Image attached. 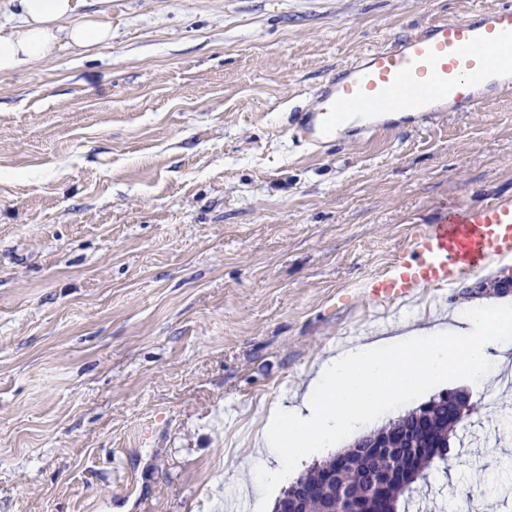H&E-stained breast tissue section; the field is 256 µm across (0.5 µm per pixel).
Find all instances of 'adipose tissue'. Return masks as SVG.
I'll use <instances>...</instances> for the list:
<instances>
[{
    "label": "adipose tissue",
    "mask_w": 512,
    "mask_h": 512,
    "mask_svg": "<svg viewBox=\"0 0 512 512\" xmlns=\"http://www.w3.org/2000/svg\"><path fill=\"white\" fill-rule=\"evenodd\" d=\"M81 0H0L16 16L0 23V75L52 58L61 49L84 50L112 39V18H78ZM496 315L501 331L489 334ZM512 305L476 303L448 320L425 328L400 327L383 336L327 356L283 406L272 423L253 438L257 449L274 448L276 467L258 471L261 483L274 484L302 457L337 447L344 439L385 416L395 405L425 394L458 371L472 382H489L512 362Z\"/></svg>",
    "instance_id": "adipose-tissue-1"
}]
</instances>
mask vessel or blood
Segmentation results:
<instances>
[{
    "label": "vessel or blood",
    "instance_id": "1",
    "mask_svg": "<svg viewBox=\"0 0 512 512\" xmlns=\"http://www.w3.org/2000/svg\"><path fill=\"white\" fill-rule=\"evenodd\" d=\"M512 91V2L478 9L463 21H439L365 53L330 74L318 90V112L299 118L304 139L322 143L346 119L368 133L387 130L395 108L428 115L436 106L472 112ZM512 262V200L494 202L424 225L364 292L374 305L413 297L417 289L450 288L481 267Z\"/></svg>",
    "mask_w": 512,
    "mask_h": 512
}]
</instances>
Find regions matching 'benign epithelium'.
Here are the masks:
<instances>
[{"instance_id":"benign-epithelium-1","label":"benign epithelium","mask_w":512,"mask_h":512,"mask_svg":"<svg viewBox=\"0 0 512 512\" xmlns=\"http://www.w3.org/2000/svg\"><path fill=\"white\" fill-rule=\"evenodd\" d=\"M442 404L448 407V418L455 424L461 423L473 411L468 393L450 390L445 393ZM428 410L415 413L414 421L405 427L398 436L389 432L374 433L361 437L350 448L336 454L334 465L323 473V482L334 489L337 508L328 512H365L368 503L364 495L355 493L341 482L342 473L352 464V457L362 461L368 470L371 494L384 496L392 486L405 485L422 474L421 449L414 447L415 441L427 435ZM401 456V463L393 466H380L384 458ZM313 493V488L304 483L294 484L279 499L276 512H301L302 502Z\"/></svg>"}]
</instances>
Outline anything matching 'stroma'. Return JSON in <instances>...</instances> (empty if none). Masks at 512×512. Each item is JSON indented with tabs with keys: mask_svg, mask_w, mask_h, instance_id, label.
Wrapping results in <instances>:
<instances>
[{
	"mask_svg": "<svg viewBox=\"0 0 512 512\" xmlns=\"http://www.w3.org/2000/svg\"><path fill=\"white\" fill-rule=\"evenodd\" d=\"M500 0H84L112 40L0 75V512H273L251 436L348 336L436 322L363 288L443 210L512 199V92L347 128L296 115L368 49ZM472 272L444 311L497 299ZM409 512L512 494V391L469 387Z\"/></svg>",
	"mask_w": 512,
	"mask_h": 512,
	"instance_id": "1",
	"label": "stroma"
}]
</instances>
